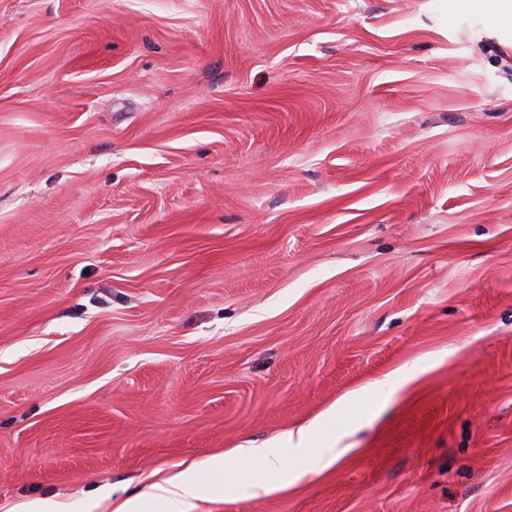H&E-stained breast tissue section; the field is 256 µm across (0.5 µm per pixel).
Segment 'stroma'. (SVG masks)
Here are the masks:
<instances>
[{"instance_id": "obj_1", "label": "stroma", "mask_w": 512, "mask_h": 512, "mask_svg": "<svg viewBox=\"0 0 512 512\" xmlns=\"http://www.w3.org/2000/svg\"><path fill=\"white\" fill-rule=\"evenodd\" d=\"M312 421L336 464L189 512H512V28L0 0V512ZM428 370H430L429 365L420 366L417 370L408 369L406 367L398 368L383 381L361 386L360 388L345 394L327 410V413L328 415L339 414L352 400L361 397L366 398L370 403H374L378 400V397L384 393L385 388L390 385L397 387L409 385L415 381L420 374H423Z\"/></svg>"}]
</instances>
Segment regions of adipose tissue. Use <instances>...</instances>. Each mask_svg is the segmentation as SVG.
I'll return each mask as SVG.
<instances>
[{
    "label": "adipose tissue",
    "mask_w": 512,
    "mask_h": 512,
    "mask_svg": "<svg viewBox=\"0 0 512 512\" xmlns=\"http://www.w3.org/2000/svg\"><path fill=\"white\" fill-rule=\"evenodd\" d=\"M340 455V450L317 439L314 425L309 424L282 432L262 445L235 448L190 464L118 503L113 512H188L203 489L230 490L228 476L242 460L252 462L259 471L258 493L271 495L299 479L298 461H305L308 471L317 473L333 465Z\"/></svg>",
    "instance_id": "1"
}]
</instances>
